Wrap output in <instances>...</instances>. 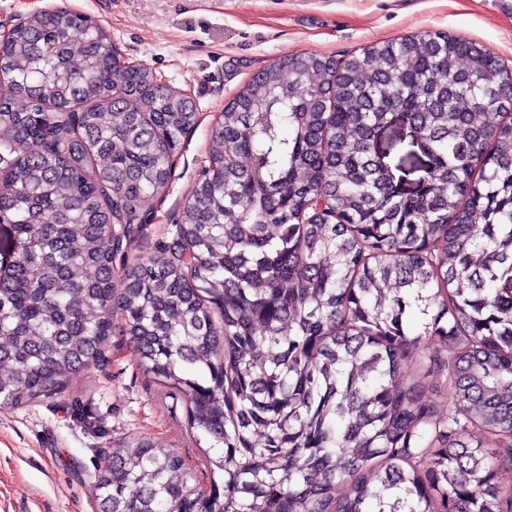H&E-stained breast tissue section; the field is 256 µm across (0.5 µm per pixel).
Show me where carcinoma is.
<instances>
[{
	"label": "carcinoma",
	"mask_w": 512,
	"mask_h": 512,
	"mask_svg": "<svg viewBox=\"0 0 512 512\" xmlns=\"http://www.w3.org/2000/svg\"><path fill=\"white\" fill-rule=\"evenodd\" d=\"M395 112L429 161L414 194L377 150ZM197 119L85 14L0 42V405L60 393L117 330L224 481L197 492L133 436L99 512H512V70L446 31L273 62L225 104L172 242L116 270Z\"/></svg>",
	"instance_id": "obj_1"
}]
</instances>
